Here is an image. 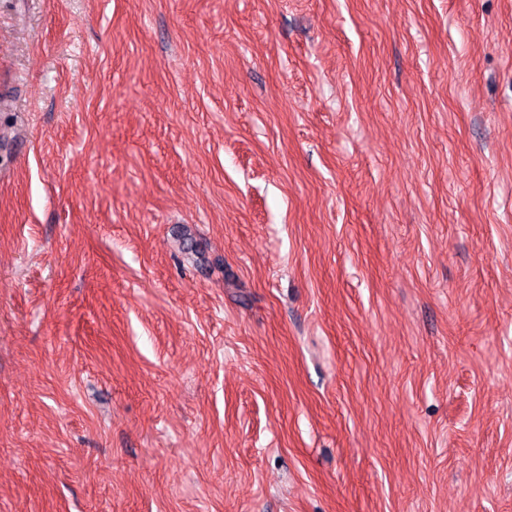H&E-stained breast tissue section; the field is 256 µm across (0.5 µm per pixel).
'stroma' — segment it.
<instances>
[{
    "label": "stroma",
    "mask_w": 512,
    "mask_h": 512,
    "mask_svg": "<svg viewBox=\"0 0 512 512\" xmlns=\"http://www.w3.org/2000/svg\"><path fill=\"white\" fill-rule=\"evenodd\" d=\"M0 512H512V0H0Z\"/></svg>",
    "instance_id": "1"
}]
</instances>
